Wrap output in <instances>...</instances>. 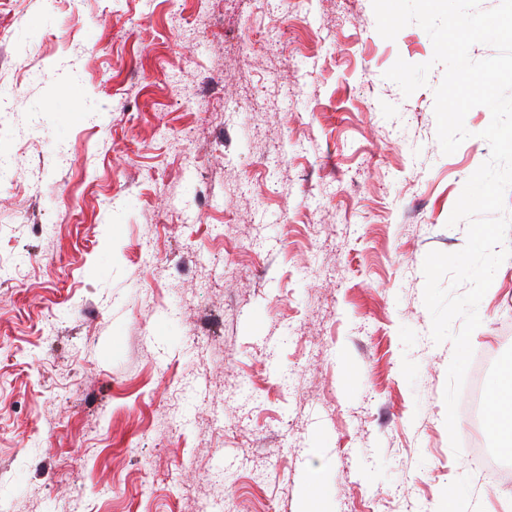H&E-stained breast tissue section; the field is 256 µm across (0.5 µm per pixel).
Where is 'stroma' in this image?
Wrapping results in <instances>:
<instances>
[{
    "label": "stroma",
    "instance_id": "obj_1",
    "mask_svg": "<svg viewBox=\"0 0 512 512\" xmlns=\"http://www.w3.org/2000/svg\"><path fill=\"white\" fill-rule=\"evenodd\" d=\"M418 25L372 0H0V512H496L433 250L490 156L453 154ZM488 389L512 356V257L478 306Z\"/></svg>",
    "mask_w": 512,
    "mask_h": 512
}]
</instances>
